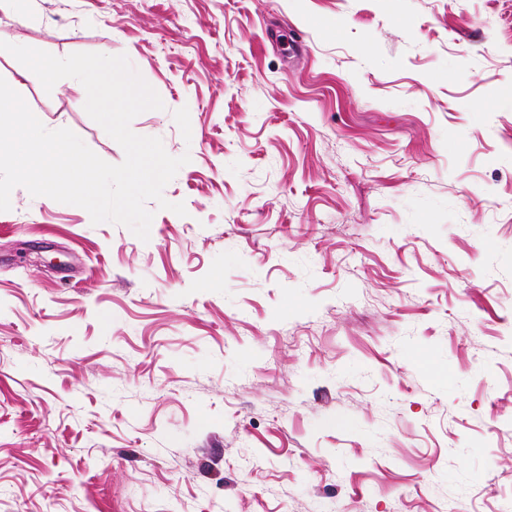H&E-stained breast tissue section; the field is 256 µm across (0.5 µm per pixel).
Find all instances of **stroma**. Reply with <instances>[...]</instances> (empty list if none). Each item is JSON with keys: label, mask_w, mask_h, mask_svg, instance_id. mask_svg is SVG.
I'll return each mask as SVG.
<instances>
[{"label": "stroma", "mask_w": 512, "mask_h": 512, "mask_svg": "<svg viewBox=\"0 0 512 512\" xmlns=\"http://www.w3.org/2000/svg\"><path fill=\"white\" fill-rule=\"evenodd\" d=\"M189 155L150 238L0 212V512H512V0H34ZM0 77L121 146L72 78Z\"/></svg>", "instance_id": "obj_1"}]
</instances>
